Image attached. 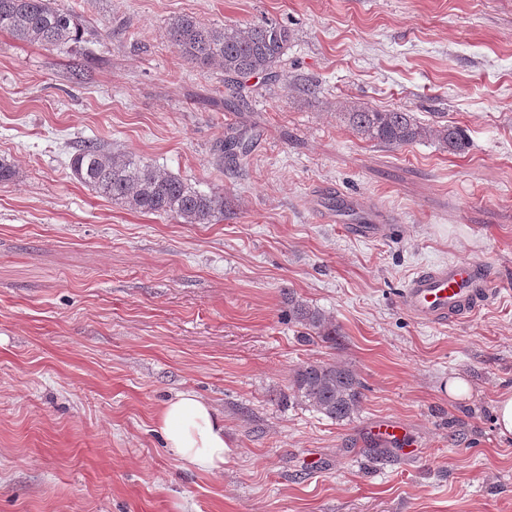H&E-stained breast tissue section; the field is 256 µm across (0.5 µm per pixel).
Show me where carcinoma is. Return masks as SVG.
<instances>
[{"label":"carcinoma","mask_w":512,"mask_h":512,"mask_svg":"<svg viewBox=\"0 0 512 512\" xmlns=\"http://www.w3.org/2000/svg\"><path fill=\"white\" fill-rule=\"evenodd\" d=\"M0 30L56 48L81 36L78 17L56 0H0ZM167 35L190 64L224 68L227 108L243 100V79L264 74L272 84L280 81V67L292 40L290 29L279 23L212 27L190 15L172 19ZM344 116L351 129L368 141L391 147L434 141L453 154L466 149L459 127L423 124L410 112L353 106ZM70 169L76 180L98 196L141 213L170 216L183 224H209L224 214V192L201 191L132 152L112 150L96 139L84 141L77 149ZM288 305L295 322L326 340L335 339L336 328L323 311L291 293ZM289 389L293 398L337 422L353 417L362 400V383L353 370L322 360L300 364Z\"/></svg>","instance_id":"1"}]
</instances>
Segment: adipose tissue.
Listing matches in <instances>:
<instances>
[{
    "instance_id": "1",
    "label": "adipose tissue",
    "mask_w": 512,
    "mask_h": 512,
    "mask_svg": "<svg viewBox=\"0 0 512 512\" xmlns=\"http://www.w3.org/2000/svg\"><path fill=\"white\" fill-rule=\"evenodd\" d=\"M167 448L185 467L217 472L224 467V418L194 391L186 390L167 402L156 416Z\"/></svg>"
}]
</instances>
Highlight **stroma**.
Segmentation results:
<instances>
[{
	"label": "stroma",
	"instance_id": "35a3bbf8",
	"mask_svg": "<svg viewBox=\"0 0 512 512\" xmlns=\"http://www.w3.org/2000/svg\"><path fill=\"white\" fill-rule=\"evenodd\" d=\"M59 50L0 30V512H512V0H57ZM262 21L293 39L274 85L224 106V71L188 64L171 19ZM461 127L464 153L362 139L351 105ZM247 157L223 162L231 132ZM98 139L200 189L224 214L182 224L71 174ZM394 221L363 241L323 222L339 196ZM485 265L496 300L435 326L405 309L418 271ZM336 324L323 341L288 298ZM325 360L363 384L335 422L290 397ZM470 385L455 398L448 383ZM191 389L224 416L219 473L190 470L155 418ZM407 431L415 456L371 441ZM494 422L501 438L512 439V392L499 396L495 401ZM402 426L393 421H378L370 427V434L381 443L392 446L405 445L406 433Z\"/></svg>",
	"mask_w": 512,
	"mask_h": 512
}]
</instances>
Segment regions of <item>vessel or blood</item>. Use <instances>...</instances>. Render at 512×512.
Returning <instances> with one entry per match:
<instances>
[{"mask_svg":"<svg viewBox=\"0 0 512 512\" xmlns=\"http://www.w3.org/2000/svg\"><path fill=\"white\" fill-rule=\"evenodd\" d=\"M348 211L361 214L360 223L353 232L361 237L385 235L386 224L364 216L358 198L344 196L340 199ZM495 297L493 281L483 264L473 260H453L420 271L407 284L402 301L410 314L419 322L431 325L446 324L448 319L469 317ZM379 442L401 446L405 443L403 428L393 421H379L370 428Z\"/></svg>","mask_w":512,"mask_h":512,"instance_id":"obj_1","label":"vessel or blood"}]
</instances>
